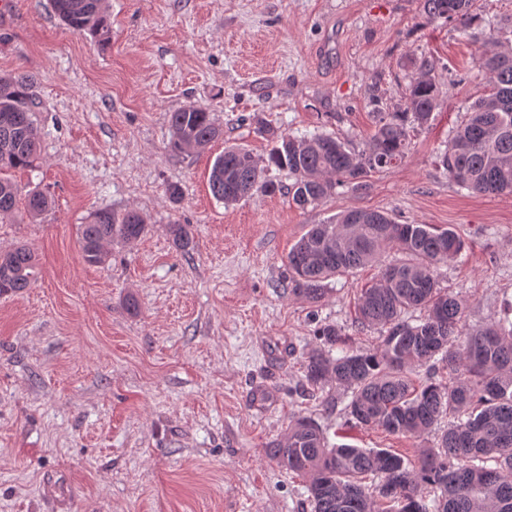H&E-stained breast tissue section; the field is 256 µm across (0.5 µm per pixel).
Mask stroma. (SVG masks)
<instances>
[{
    "label": "stroma",
    "mask_w": 512,
    "mask_h": 512,
    "mask_svg": "<svg viewBox=\"0 0 512 512\" xmlns=\"http://www.w3.org/2000/svg\"><path fill=\"white\" fill-rule=\"evenodd\" d=\"M107 46L72 32L49 0L0 5V73L32 82L41 156L14 172L55 204L0 222V251L26 244L31 288L0 295V512H311L305 483L270 456L291 419H314L334 445L411 459L434 436L348 426L340 390L313 391L304 361L321 324L369 347L355 302L374 267L332 281L316 304L292 294L287 256L310 225L382 210L453 226L464 251L438 267L467 327L512 300V196L459 189L436 156L484 86L480 53L421 0H104ZM441 102L404 160L362 188L336 187L300 210L281 192L232 206L208 177L225 148L266 161L260 123L327 133L362 149L375 115L404 104L421 60ZM211 112L224 130L198 154L169 150L170 113ZM181 188L172 201L169 185ZM141 211L140 239L81 256L80 224L98 210ZM189 224L188 250L166 231ZM136 307H129L128 298Z\"/></svg>",
    "instance_id": "stroma-1"
}]
</instances>
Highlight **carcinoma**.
I'll list each match as a JSON object with an SVG mask.
<instances>
[{"label": "carcinoma", "mask_w": 512, "mask_h": 512, "mask_svg": "<svg viewBox=\"0 0 512 512\" xmlns=\"http://www.w3.org/2000/svg\"><path fill=\"white\" fill-rule=\"evenodd\" d=\"M476 2L423 0L422 10L478 41L485 18ZM52 6L73 32L109 41L102 0H52ZM497 45L478 61L488 89L467 106L438 164L471 193L512 195V40ZM29 88L25 76L0 74V173L30 169L40 156ZM439 102L435 67L425 61L410 80L403 110L377 113L376 132L362 149L328 134L281 135L261 165L248 151L229 147L212 165V195L228 206L259 190L274 193L278 185L267 178L273 167L294 177L288 194L302 210L340 184L358 189L368 174L402 161L409 132L427 125ZM169 127L170 149L179 154L199 153L223 135L211 113L196 106L169 113ZM21 199L32 218L51 205L42 192L23 196L17 183L0 176V219ZM148 230L137 210L99 211L81 225L82 258L101 265L106 245L135 241ZM168 233L182 250L191 244L188 224H170ZM465 247L451 226L399 224L383 211L347 209L312 225L288 253L292 292L311 304L324 298L330 279L379 263L385 250L405 255L357 297L355 323L361 331L379 330V343L345 347L341 328L325 324L318 348L306 357L305 377L314 390L334 385L346 392L345 411L355 427L420 438L448 419L435 446L420 449L412 464L389 450L333 446L311 419L292 421L285 443L270 454L305 480L312 512H512V302L503 318L464 330L463 304L440 287L437 266ZM35 269L28 247L1 251L0 295L28 287ZM422 366L429 374L418 378ZM370 476L380 478L373 495L363 484Z\"/></svg>", "instance_id": "1"}]
</instances>
